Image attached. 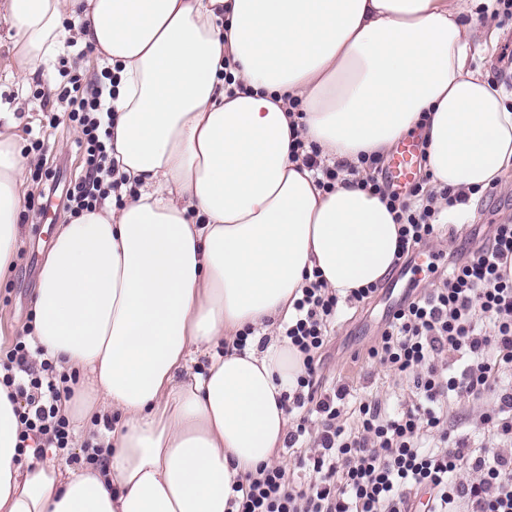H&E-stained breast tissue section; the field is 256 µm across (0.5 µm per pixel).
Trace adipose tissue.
<instances>
[{"mask_svg":"<svg viewBox=\"0 0 512 512\" xmlns=\"http://www.w3.org/2000/svg\"><path fill=\"white\" fill-rule=\"evenodd\" d=\"M478 7L0 0L20 70L49 72L76 36L116 74L112 147L126 177L120 201L57 226L29 337L84 378L64 414L119 420L101 465L25 466L0 385V512H228L233 484L272 463L288 432L282 398L303 357L274 329L294 318L306 275L344 299L381 282L397 252L385 203L319 188L292 140L354 165L416 130L432 186L501 181L512 108L472 65ZM27 164L0 131V273L17 254Z\"/></svg>","mask_w":512,"mask_h":512,"instance_id":"adipose-tissue-1","label":"adipose tissue"}]
</instances>
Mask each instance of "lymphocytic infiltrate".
<instances>
[{"instance_id": "f902f5d3", "label": "lymphocytic infiltrate", "mask_w": 512, "mask_h": 512, "mask_svg": "<svg viewBox=\"0 0 512 512\" xmlns=\"http://www.w3.org/2000/svg\"><path fill=\"white\" fill-rule=\"evenodd\" d=\"M65 78L57 99L79 128L84 173L71 182V216L95 209L121 187L112 156V100L116 81L111 68L85 78L78 64L60 57ZM295 141L294 151L319 168L320 188L333 190L346 176L379 196L399 226L397 258L410 264L420 247L437 237L446 208L466 203L451 189H425L415 183L406 193L392 190L381 159L360 155L358 165L319 166L316 154ZM340 299L321 279L310 281L295 303L297 316L283 325L282 336L304 356L305 373L287 398L298 411L285 446L310 445L297 452L295 466L308 473L305 487H295L285 467L260 466L236 484V512H413L415 499L427 494V512H512V453L499 448H470L448 427L450 394L479 397L494 393L483 422L494 435L512 439V389L500 384L502 370H512V224H495L476 255L446 266L434 288L404 299L390 312L367 357L393 375L408 379L412 396L394 413L379 400L352 398L349 385H324L322 356ZM451 353L466 359L460 375L448 374L437 357ZM33 353L24 338L0 350V382L14 387L21 424L19 448L37 440L68 451L70 419L61 413L70 387H59L56 363L48 358L31 367ZM351 423H344V416ZM468 468L473 478L458 479Z\"/></svg>"}]
</instances>
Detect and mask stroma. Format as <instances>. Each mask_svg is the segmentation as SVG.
Returning a JSON list of instances; mask_svg holds the SVG:
<instances>
[{"instance_id": "stroma-1", "label": "stroma", "mask_w": 512, "mask_h": 512, "mask_svg": "<svg viewBox=\"0 0 512 512\" xmlns=\"http://www.w3.org/2000/svg\"><path fill=\"white\" fill-rule=\"evenodd\" d=\"M497 42L494 47L481 48L475 64L493 84L512 92V18L495 19ZM62 82L61 75L44 80L41 74L18 76L10 51L7 28L0 22V95H11V102L0 110L11 113L12 134L20 146H27L26 127L39 126L47 117L34 89L55 93ZM59 125L50 137L40 165L53 176L58 186L52 201L40 197L32 181H25L24 208L20 215L21 237L17 263L12 271L0 277V348L10 346L22 335L33 313V298L38 285V272L49 248L54 231L67 216L65 190L70 181L82 173L81 151L77 145L78 130L66 112H58ZM512 220V178L499 185L497 192L473 199L463 224L444 226L433 246L434 268L400 270L392 268L380 293L366 302L342 305L336 318L331 341L324 354L323 375L327 381H342L360 395L382 400L389 408H397L409 400L411 384L372 365L365 357L384 327L386 315L403 297H416L433 288L437 282L436 266L449 263L457 250H477L484 242L491 225ZM492 396L481 398L451 397L448 402V421L459 431L470 434L475 443L488 439L483 413L492 406Z\"/></svg>"}]
</instances>
